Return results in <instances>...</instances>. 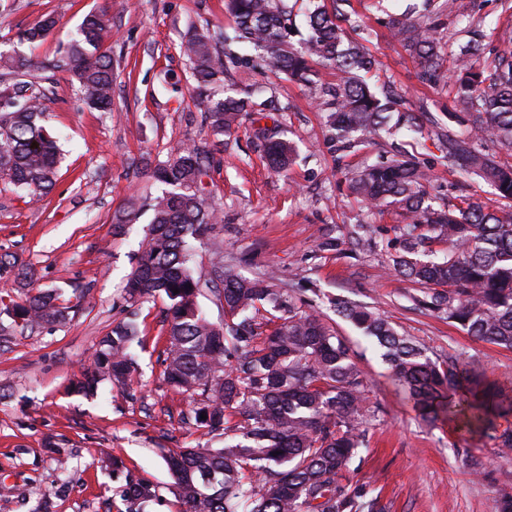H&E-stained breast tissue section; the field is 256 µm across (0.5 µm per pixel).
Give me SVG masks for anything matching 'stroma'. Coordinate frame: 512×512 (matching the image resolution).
Instances as JSON below:
<instances>
[{"label":"stroma","mask_w":512,"mask_h":512,"mask_svg":"<svg viewBox=\"0 0 512 512\" xmlns=\"http://www.w3.org/2000/svg\"><path fill=\"white\" fill-rule=\"evenodd\" d=\"M410 0H343L349 39L362 43L377 65L367 82L387 87L406 106L424 108L447 121L454 107L449 77L427 86L409 53L392 38L388 14ZM106 12L111 35L103 45L112 57V109L97 112L81 100L76 83L60 76L47 90L44 125L59 139L62 160L51 192L30 200L0 182V257L23 278H0V293L22 299L27 289H55L69 306L65 322L23 328L0 315V512H126L127 478L145 480L157 497L148 512H182L160 455L164 448L221 446L198 430V401L176 393L163 379L168 302H133L123 292L136 264L147 220L116 228L112 219L129 200L161 192L151 168L185 143L211 147L214 138L194 98L187 60L180 50L187 24L228 28L224 0H0V51L40 59L58 56L85 14ZM57 20L54 33L30 45L23 33L42 17ZM427 23L443 44L495 31L512 40V7L506 0H458L454 14L431 13ZM224 85L262 98L280 131L296 147L287 175L272 173L255 136L256 113L215 153L206 194L224 220L194 241L193 266L212 277L211 258L239 262L243 274L276 271L301 298L327 311L337 332L354 343L375 412L356 478L381 498L385 512H499L512 494V453L498 452L499 427L464 434L448 422L422 421L393 380L376 347L328 301L341 298L369 306L426 348L432 359L456 357L512 386V350L468 336L437 313L418 307L414 290L393 271L385 248L339 253L319 248L322 235L369 224L393 238L403 218L378 214L351 194L345 179L363 161L390 148V136L364 135L350 151L331 152L315 96L261 70L228 66ZM433 180V205L468 198L489 207L499 200L480 179L448 171L430 131H423ZM86 290L76 301L75 289ZM137 317L141 334L132 352L138 364L129 386L102 381L96 393L73 392L114 325ZM116 469H101L100 456Z\"/></svg>","instance_id":"1"}]
</instances>
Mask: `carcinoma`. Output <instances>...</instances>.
Segmentation results:
<instances>
[{
	"label": "carcinoma",
	"mask_w": 512,
	"mask_h": 512,
	"mask_svg": "<svg viewBox=\"0 0 512 512\" xmlns=\"http://www.w3.org/2000/svg\"><path fill=\"white\" fill-rule=\"evenodd\" d=\"M224 9L234 24L233 37L191 26L181 42L215 150L244 114L255 111L250 97L219 90L226 58L320 89L316 102L333 149L354 147L357 132L421 133L422 117L413 113L388 125L395 101L362 78L375 61L363 45L346 38L327 0H306L304 33L294 25L288 0H224ZM55 26V18L45 16L23 39L40 43ZM389 29L417 61L422 83H434L444 61H451L457 111L448 114V121L460 129L435 131L441 164L479 177L499 199L512 202V162L487 149L492 143L512 156V49L492 50L469 39L445 51L435 32L412 12L392 16ZM106 32V14L90 11L59 58L0 53V68L16 77L0 89V179L26 190L32 200L55 186L60 155L56 138L42 124V83L64 72L78 84L89 108L112 110V58L99 51ZM222 40L242 43L248 53H226L218 48ZM491 52L494 59L488 64ZM321 66L333 68L334 82L321 81ZM257 136L268 167L288 171L293 144L268 127L258 129ZM209 154L196 145L179 146L151 171L166 189L144 205L130 200L114 217L117 224H135L150 214L149 234L123 291L133 300L158 294L170 301L163 375L179 393L201 397L195 421L205 435L224 436L222 447L207 444L163 453L172 490L184 512H385L378 497L354 482L352 465L366 445L371 415L367 381L351 346L322 313L302 309L294 289L281 286L273 272L245 276L217 253L211 260L215 278L204 280L195 273L190 239L217 223L221 213L202 193ZM429 181L428 164L401 145L386 160L359 166L349 189L373 210H401L406 223L393 227L387 248L394 271L420 288L422 296L415 302L467 334L511 350L512 211L467 198L434 208L424 200ZM377 244L376 229L358 224L324 239L319 248L371 250ZM437 244L448 252L436 260L432 247ZM204 288L223 308L224 323L210 321L199 308ZM332 306L382 350L420 419L434 423L453 416L476 432L512 416L511 387L453 357L431 360L366 306L346 301ZM3 312L23 328L61 323L68 315L45 291L29 293L21 303L11 300ZM139 335L133 320L113 326L73 391L90 394L105 379L126 384L135 371L130 348ZM203 414L207 419H201ZM127 497L129 512H144L156 489L131 479Z\"/></svg>",
	"instance_id": "cac0c4a2"
}]
</instances>
